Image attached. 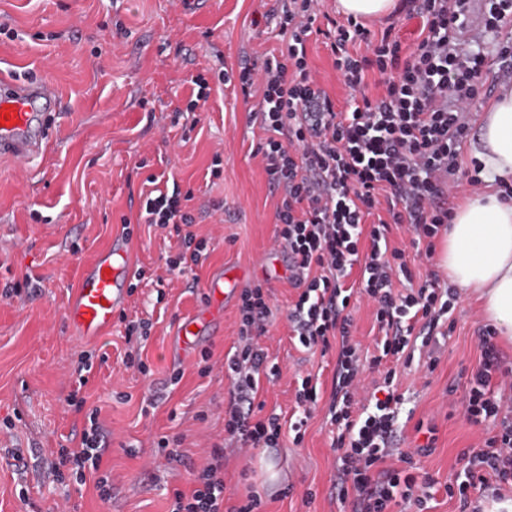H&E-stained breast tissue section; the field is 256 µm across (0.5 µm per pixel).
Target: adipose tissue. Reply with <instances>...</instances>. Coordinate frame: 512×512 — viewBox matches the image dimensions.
Returning <instances> with one entry per match:
<instances>
[{
  "instance_id": "adipose-tissue-1",
  "label": "adipose tissue",
  "mask_w": 512,
  "mask_h": 512,
  "mask_svg": "<svg viewBox=\"0 0 512 512\" xmlns=\"http://www.w3.org/2000/svg\"><path fill=\"white\" fill-rule=\"evenodd\" d=\"M476 153L486 181L512 178V88L486 112ZM448 279L482 304L504 339L512 341V201L496 193L466 199L456 210L439 250Z\"/></svg>"
}]
</instances>
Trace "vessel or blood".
Segmentation results:
<instances>
[{
	"label": "vessel or blood",
	"instance_id": "1",
	"mask_svg": "<svg viewBox=\"0 0 512 512\" xmlns=\"http://www.w3.org/2000/svg\"><path fill=\"white\" fill-rule=\"evenodd\" d=\"M60 95L50 82H18L0 79V113L8 118L0 125V158L26 162L44 155L51 143ZM133 279V254L129 241L113 237L111 244L87 262L65 304V324L71 336L94 342L112 330L117 315L129 301ZM239 287L238 277L215 271L205 285L203 308L182 318L173 333L180 359H188L200 347L208 318L223 309L224 301Z\"/></svg>",
	"mask_w": 512,
	"mask_h": 512
}]
</instances>
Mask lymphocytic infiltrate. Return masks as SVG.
Listing matches in <instances>:
<instances>
[{
	"mask_svg": "<svg viewBox=\"0 0 512 512\" xmlns=\"http://www.w3.org/2000/svg\"><path fill=\"white\" fill-rule=\"evenodd\" d=\"M406 18L418 19V34L404 45L395 26L379 37L357 18H337L323 0H280L275 13L282 45L277 54L240 61L238 83L254 102L265 133L257 153L271 192L281 198L275 212L274 243L292 260L288 281L299 287L287 319L299 344L335 352L336 364L326 416L337 433L339 499H352L355 512H389L403 502L424 512L431 477H419L414 455L399 453L395 438L404 396L395 366L410 361L416 347L437 350V330L450 320L458 302L455 289L431 276L416 288L396 289V277H410L403 250L390 246L392 225H407L414 244L433 256L435 241L447 230L463 187L481 183V164L461 165L471 112L490 90L478 79L489 59L464 49L461 40L469 0H403ZM321 37L334 70L352 97L346 110L322 86L309 63L308 39ZM147 224L171 229L182 246L169 271L186 273L208 257L206 240L191 230L179 191L146 196ZM360 270V292L374 305L377 331L373 354H363L345 310L351 298L343 279ZM239 344L224 361L231 382L224 400V433L251 449L279 445L283 425L277 413L256 416L255 400L266 366L259 345L273 315L265 283L243 289L239 305ZM495 332L479 331L480 356L463 401L467 422L496 419L497 430L481 447L464 451L465 481L449 486L460 512H483L472 492L500 499L512 484V397L495 394L512 376V361L494 342ZM383 380L364 392L367 371ZM77 447L62 448L55 474L70 471L76 482L94 477L101 499H109L108 475L100 471L104 450L97 412L88 415ZM399 457L395 468L387 461ZM191 490H174L170 512H257L260 497L224 505V450L214 446L194 468Z\"/></svg>",
	"mask_w": 512,
	"mask_h": 512,
	"instance_id": "obj_1",
	"label": "lymphocytic infiltrate"
}]
</instances>
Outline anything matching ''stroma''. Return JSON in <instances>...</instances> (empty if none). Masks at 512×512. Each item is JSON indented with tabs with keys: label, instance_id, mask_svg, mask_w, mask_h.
Listing matches in <instances>:
<instances>
[{
	"label": "stroma",
	"instance_id": "stroma-1",
	"mask_svg": "<svg viewBox=\"0 0 512 512\" xmlns=\"http://www.w3.org/2000/svg\"><path fill=\"white\" fill-rule=\"evenodd\" d=\"M275 7L276 0H209L189 12L178 0H0V74L52 79L62 101L44 156L23 164L0 159V291L29 271L40 278L34 289L0 294V423L12 424L0 426V512H168L173 489L188 488L190 466L216 443L224 447L225 505L253 492L263 512H354L352 501L336 497L324 407L313 412L298 445L287 436L280 448L246 451L226 439L224 355L238 343L236 305L224 308L204 344L214 362L208 375H200L197 360L176 361L171 347L178 320L204 305L213 270L245 273L249 286L266 275L278 197L254 154L262 132L251 103L215 75L236 67L243 54L278 46L276 22L268 17ZM199 75L211 91L205 111L194 117L186 106ZM217 154L224 172L216 178ZM169 181L192 193L193 230L208 241L209 257L193 274L168 272L177 240L139 221L141 193ZM126 228L146 271L125 309L128 318L153 324L140 350L146 375L123 364L124 323L86 343L69 335L64 320L81 265ZM270 287L277 318L258 342L279 374L264 383L261 398L288 418L305 376H319L330 391L336 356L294 344L286 314L299 290L284 278ZM452 319L436 368L427 369L428 354L418 351L398 377L403 408L414 418L400 449L424 444L414 422L437 426L433 453L417 460L436 481L428 512H459L446 487L466 478L463 450L495 431L493 422L473 426L462 414L487 320L466 294ZM86 350L107 361L97 366L78 412L65 398ZM177 370L182 378L170 384ZM160 387L168 398L148 406L146 396ZM93 408L107 442L101 470L112 481V497L106 501L93 481L60 480L49 470L55 451L78 445ZM162 434L180 437L184 464L156 462L154 441ZM11 448L21 449L23 467L8 456Z\"/></svg>",
	"mask_w": 512,
	"mask_h": 512
}]
</instances>
